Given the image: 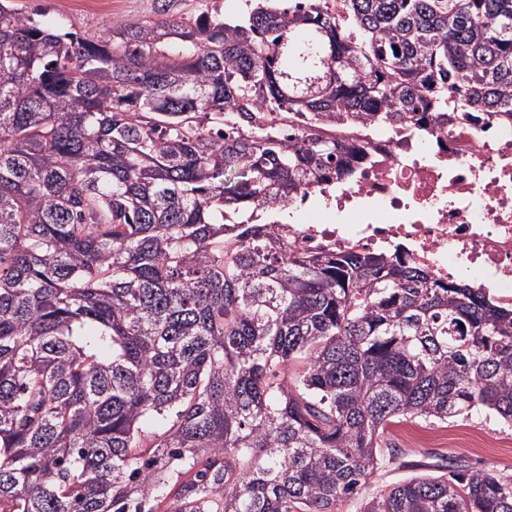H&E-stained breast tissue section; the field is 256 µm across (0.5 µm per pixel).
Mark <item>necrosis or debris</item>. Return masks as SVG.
Here are the masks:
<instances>
[{"label":"necrosis or debris","mask_w":512,"mask_h":512,"mask_svg":"<svg viewBox=\"0 0 512 512\" xmlns=\"http://www.w3.org/2000/svg\"><path fill=\"white\" fill-rule=\"evenodd\" d=\"M447 128L343 133L344 176L323 184L325 206L289 200L281 234L301 252L400 257L447 283L464 272L512 307V118L458 112Z\"/></svg>","instance_id":"obj_1"}]
</instances>
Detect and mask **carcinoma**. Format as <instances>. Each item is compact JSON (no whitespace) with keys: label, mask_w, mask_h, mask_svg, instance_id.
Segmentation results:
<instances>
[{"label":"carcinoma","mask_w":512,"mask_h":512,"mask_svg":"<svg viewBox=\"0 0 512 512\" xmlns=\"http://www.w3.org/2000/svg\"><path fill=\"white\" fill-rule=\"evenodd\" d=\"M327 2L80 36L0 0V512H335L402 419L512 427V308L257 215L336 173L325 126L512 116V0ZM444 469L361 512H512Z\"/></svg>","instance_id":"carcinoma-1"}]
</instances>
